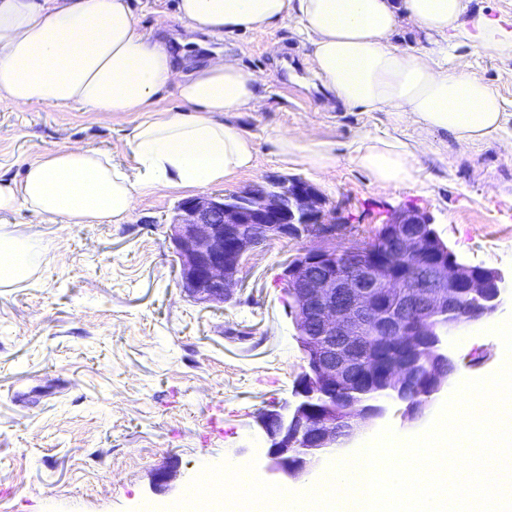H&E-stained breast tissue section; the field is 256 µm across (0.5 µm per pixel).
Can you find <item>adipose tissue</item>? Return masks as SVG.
Here are the masks:
<instances>
[{
	"mask_svg": "<svg viewBox=\"0 0 512 512\" xmlns=\"http://www.w3.org/2000/svg\"><path fill=\"white\" fill-rule=\"evenodd\" d=\"M471 0H177V18L214 38L294 20L312 45L313 70L338 104L389 112L397 124L451 133L469 145L495 136L505 120L499 96L481 78L448 66V47L467 41L494 59L512 58V20L465 16ZM408 21L432 41L407 52L394 40ZM260 77L215 54L191 72L166 43L147 34L131 0H0V99L21 108H74L87 122L133 114L124 166L82 147L43 154L23 178L0 184V213L24 207L54 224H122L138 198L162 189L195 191L251 170L252 140L224 124L227 112L261 106ZM176 87L183 110L164 108ZM283 161L333 164L326 143L286 132ZM372 183L414 181V148L363 142L351 157ZM37 240L0 225V287L27 280Z\"/></svg>",
	"mask_w": 512,
	"mask_h": 512,
	"instance_id": "obj_1",
	"label": "adipose tissue"
}]
</instances>
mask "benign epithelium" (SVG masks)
Here are the masks:
<instances>
[{"label": "benign epithelium", "instance_id": "7a95c632", "mask_svg": "<svg viewBox=\"0 0 512 512\" xmlns=\"http://www.w3.org/2000/svg\"><path fill=\"white\" fill-rule=\"evenodd\" d=\"M428 220L405 211L387 222L388 252L365 261V249L338 243L336 212L310 182L271 176L250 190L203 195L178 203L169 239L180 262L179 286L194 302H230L243 282V257L269 240L314 238L284 269L289 313L305 366L294 406L263 411L258 423L267 443L269 471L287 480L319 468L328 448L350 444L384 420L387 403L405 404L404 417L422 420L428 403L448 384V341L461 325L459 289L486 317L504 301V277L460 259L430 257ZM428 336L430 347L411 346L416 364L390 361L383 393L374 405L358 397L371 378L355 348L366 334ZM176 470L154 474L153 488L168 490Z\"/></svg>", "mask_w": 512, "mask_h": 512}]
</instances>
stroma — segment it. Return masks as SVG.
Returning <instances> with one entry per match:
<instances>
[{
  "label": "stroma",
  "mask_w": 512,
  "mask_h": 512,
  "mask_svg": "<svg viewBox=\"0 0 512 512\" xmlns=\"http://www.w3.org/2000/svg\"><path fill=\"white\" fill-rule=\"evenodd\" d=\"M175 0H137L146 33L163 39L190 69L212 50L236 57L264 80L263 106L228 112L224 123L254 142L252 170L216 186L233 194L268 175L313 183L343 220V241L368 244L392 215L414 207L461 259L512 283V60L452 47L448 65L481 77L507 112L498 137L459 144L443 131L396 126L387 112L337 105L311 71V46L287 20L264 31L217 40L188 32ZM131 117L88 124L82 113L20 109L0 101V180L20 178L25 161L71 146L109 153L122 164ZM303 131L335 159L319 171L284 163L277 136ZM395 138L415 147L420 173L400 186L372 184L351 164L361 141ZM182 190L139 198L122 224H52L21 208L0 214L40 241L36 273L0 287V512H190L192 480L206 466L256 463L267 478L260 412L294 403L303 364L280 283L299 240L265 242L245 260L237 301L204 307L178 285L166 239ZM487 321L459 330L449 345L455 372L425 421L410 424L391 403L382 422L397 441L423 432L455 385L491 373L501 352ZM173 467L168 492L154 474Z\"/></svg>",
  "instance_id": "obj_1"
}]
</instances>
